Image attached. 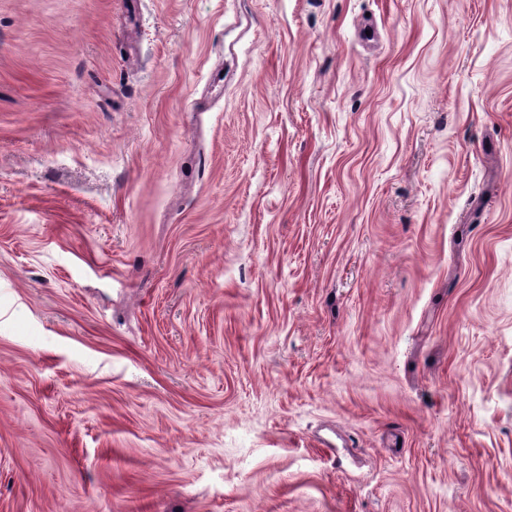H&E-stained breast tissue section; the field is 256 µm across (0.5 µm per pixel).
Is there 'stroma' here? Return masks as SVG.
Returning a JSON list of instances; mask_svg holds the SVG:
<instances>
[{
  "label": "stroma",
  "mask_w": 512,
  "mask_h": 512,
  "mask_svg": "<svg viewBox=\"0 0 512 512\" xmlns=\"http://www.w3.org/2000/svg\"><path fill=\"white\" fill-rule=\"evenodd\" d=\"M0 512H512V0H0Z\"/></svg>",
  "instance_id": "1"
}]
</instances>
